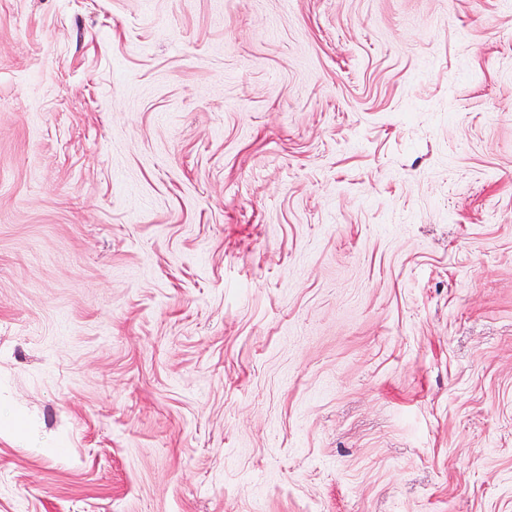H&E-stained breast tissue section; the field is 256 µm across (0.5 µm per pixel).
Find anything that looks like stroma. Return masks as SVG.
I'll return each mask as SVG.
<instances>
[{
  "mask_svg": "<svg viewBox=\"0 0 512 512\" xmlns=\"http://www.w3.org/2000/svg\"><path fill=\"white\" fill-rule=\"evenodd\" d=\"M0 512H512V0H0Z\"/></svg>",
  "mask_w": 512,
  "mask_h": 512,
  "instance_id": "35a3bbf8",
  "label": "stroma"
}]
</instances>
